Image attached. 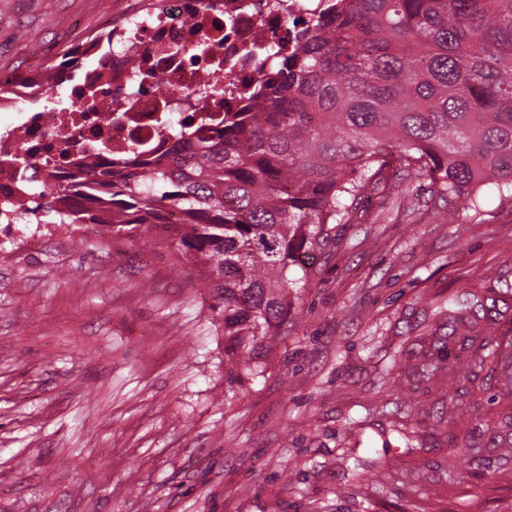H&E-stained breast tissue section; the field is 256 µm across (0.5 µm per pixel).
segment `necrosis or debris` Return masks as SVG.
Instances as JSON below:
<instances>
[{
    "label": "necrosis or debris",
    "instance_id": "necrosis-or-debris-1",
    "mask_svg": "<svg viewBox=\"0 0 512 512\" xmlns=\"http://www.w3.org/2000/svg\"><path fill=\"white\" fill-rule=\"evenodd\" d=\"M326 7L327 0H212L207 8L202 0H132L77 45V66L59 64L52 75L28 80L0 74V111L21 116L0 131V154L26 152L36 167L63 177L102 153L125 156L136 137L164 148L161 116L237 111L256 86L252 48L292 54ZM201 41L208 52L197 51ZM228 66L233 78L223 102L199 104L201 78ZM62 85L67 106L36 109L47 88Z\"/></svg>",
    "mask_w": 512,
    "mask_h": 512
}]
</instances>
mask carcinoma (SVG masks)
<instances>
[{"instance_id": "carcinoma-1", "label": "carcinoma", "mask_w": 512, "mask_h": 512, "mask_svg": "<svg viewBox=\"0 0 512 512\" xmlns=\"http://www.w3.org/2000/svg\"><path fill=\"white\" fill-rule=\"evenodd\" d=\"M255 53L259 88L242 111L164 117V152L134 146L109 171L77 167L85 192L71 199L50 181L49 202L0 203L18 222L44 208L50 224L166 232L212 282L230 391L260 374L282 335L308 279L290 271L322 249L329 225L368 222L369 196L408 220L419 206L409 185L426 182L436 224L455 215L454 200L479 212L486 186L512 198V0H331L294 54ZM198 94L221 100L224 89L205 77ZM171 209L180 223H165ZM495 292L481 282L438 304L448 334L421 342L411 376L474 382L489 364L511 370L512 337L496 327L509 305L498 309ZM483 429L487 447L448 449L449 477L465 452L486 467L504 461L492 453L509 439Z\"/></svg>"}]
</instances>
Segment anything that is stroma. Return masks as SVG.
<instances>
[{
	"label": "stroma",
	"instance_id": "obj_1",
	"mask_svg": "<svg viewBox=\"0 0 512 512\" xmlns=\"http://www.w3.org/2000/svg\"><path fill=\"white\" fill-rule=\"evenodd\" d=\"M115 4L0 0V71L57 64ZM482 198L450 224L334 225L264 375L229 395L205 273L154 229L0 231V512H512V468L448 465L480 418L512 425L500 374L472 401L378 374L437 301L492 270L512 294V200Z\"/></svg>",
	"mask_w": 512,
	"mask_h": 512
}]
</instances>
